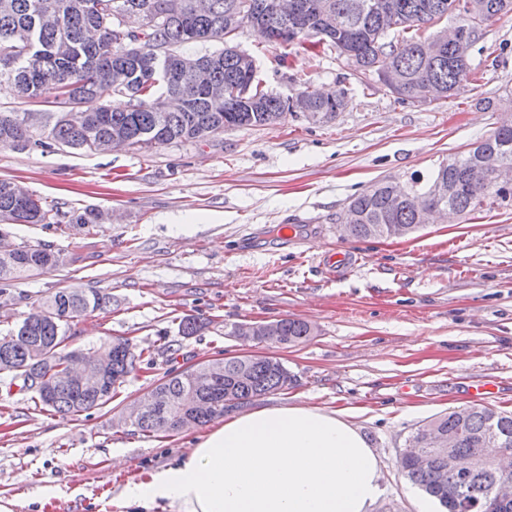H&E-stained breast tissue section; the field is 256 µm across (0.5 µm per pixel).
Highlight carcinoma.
<instances>
[{"label": "carcinoma", "mask_w": 512, "mask_h": 512, "mask_svg": "<svg viewBox=\"0 0 512 512\" xmlns=\"http://www.w3.org/2000/svg\"><path fill=\"white\" fill-rule=\"evenodd\" d=\"M298 14L284 15L277 0H0V81L14 84L20 97L48 100L63 108L45 113L43 127L29 124L23 112H0V146L26 149L67 147L98 151L124 136L131 145L152 148L173 142H199L226 129L270 125L290 110L289 98L264 90L254 70L242 62L234 39L249 26L277 46L275 35L288 33V43L315 39L323 51L336 52L360 75L376 74L396 100L435 102L457 94L473 73L471 58L485 26L512 13V0H300ZM144 15L139 57L129 59L118 43L121 17ZM454 15L468 32L465 47L435 43L431 28ZM392 40H386L388 33ZM220 42L212 53L191 55L183 47ZM121 95L129 108L114 112L106 102ZM308 112L324 123L347 106V90L330 93L300 90ZM101 106L88 112L85 100ZM512 166V125L497 128L475 148L456 154L430 174L410 176L400 186L388 178L374 181L350 198L349 237L382 238L391 224L414 233L436 208L467 215L485 208L512 206V186L499 182L493 169L472 183L467 170L484 155ZM417 192L422 204L411 208L402 192ZM58 212L42 198L18 197L12 183L0 180V236L14 224L57 223ZM68 259L45 243H21L0 252V291L34 273L54 271ZM112 296L80 287L64 288L40 303L43 317L23 319L0 338V376L8 386L34 393L43 407L77 415L109 403L116 388L143 362L123 339H112L102 358L99 388L83 391L65 376L66 364L79 354L66 350L67 330L74 319L109 311ZM206 323L183 317L178 330L195 336ZM271 344H297L313 335L302 320L271 323ZM201 364L191 371H173L159 379L145 397V410L133 426L146 434H173L203 426L224 416V398L243 405L284 390L294 376L280 361L232 358ZM37 377L40 385L27 384ZM456 437V451L477 460L469 473L448 471L428 440L427 429ZM512 451V412L485 406L452 409L420 426L403 453L401 472L440 505L442 512H512V499L496 496L499 474L485 460L484 450ZM426 454L422 465L414 454Z\"/></svg>", "instance_id": "carcinoma-1"}]
</instances>
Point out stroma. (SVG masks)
<instances>
[{
    "instance_id": "obj_1",
    "label": "stroma",
    "mask_w": 512,
    "mask_h": 512,
    "mask_svg": "<svg viewBox=\"0 0 512 512\" xmlns=\"http://www.w3.org/2000/svg\"><path fill=\"white\" fill-rule=\"evenodd\" d=\"M236 43L269 91L294 95V76L305 75L314 89L346 88V109L326 123L289 112L151 149L0 147V180L60 218L16 225L12 242L71 257L0 293V337L33 303L80 286L111 295L112 311L73 321L69 348L119 337L152 357L111 403L78 415L42 410L30 392L0 385V499L12 512H177L128 504L122 492L185 455L196 429L141 434L123 417L168 371L213 359L261 351L294 374L293 387L258 405L349 413L381 460L384 492L372 512H438L398 461L428 420L473 405V387L490 385L483 406L512 411V207L393 239L345 238L336 222L370 182L428 173L499 125L512 102V14L486 27L472 57L476 81L432 103H398L377 81L364 87L308 40L286 47L282 67L256 31ZM85 210L105 218L89 229L70 223ZM340 252L346 263L331 266ZM188 314L207 320L201 335H179ZM284 317L309 322L313 336L277 347L233 333Z\"/></svg>"
}]
</instances>
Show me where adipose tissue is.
I'll return each instance as SVG.
<instances>
[{
	"instance_id": "obj_1",
	"label": "adipose tissue",
	"mask_w": 512,
	"mask_h": 512,
	"mask_svg": "<svg viewBox=\"0 0 512 512\" xmlns=\"http://www.w3.org/2000/svg\"><path fill=\"white\" fill-rule=\"evenodd\" d=\"M381 461L362 429L308 405L244 412L199 435L176 463L132 481V503L179 512H370Z\"/></svg>"
}]
</instances>
